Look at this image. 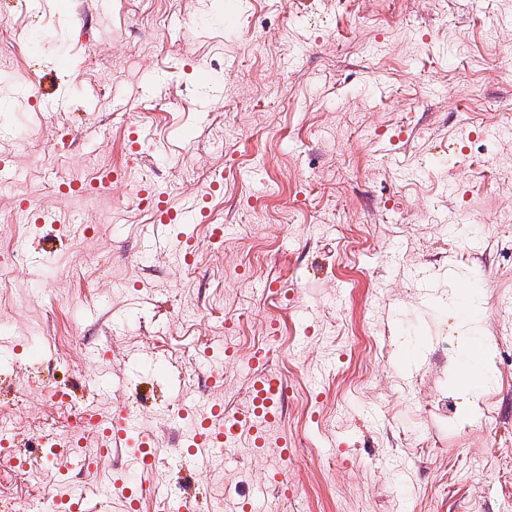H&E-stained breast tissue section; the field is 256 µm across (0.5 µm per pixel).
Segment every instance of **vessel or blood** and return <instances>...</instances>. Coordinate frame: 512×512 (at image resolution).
<instances>
[{"label": "vessel or blood", "mask_w": 512, "mask_h": 512, "mask_svg": "<svg viewBox=\"0 0 512 512\" xmlns=\"http://www.w3.org/2000/svg\"><path fill=\"white\" fill-rule=\"evenodd\" d=\"M139 197L149 198L159 224H206L210 227V241H224V227L210 221V214L203 200L180 207H171L165 193L152 184H143ZM252 365L254 374L249 404L231 410L224 405L211 403L199 412L200 422L184 437L185 449L178 458L183 465L197 466L200 459L210 456L217 449L235 446L242 436H249L255 446L277 445L282 458L292 454L287 436L276 429L283 415L287 385L283 377L267 370L262 351H255ZM85 429L98 433L99 447L109 451H122L126 457L123 466L116 468L107 488L108 497L121 500L126 512H137L142 499L153 487L152 477L157 463L153 448L154 434L143 430L134 413L128 411L87 414ZM64 461L67 468L85 472L94 471L99 457L84 448L81 436H73L65 446ZM163 512H197L196 500L182 489L169 488L162 495ZM52 512H96L97 506L84 494L75 492L54 497Z\"/></svg>", "instance_id": "obj_1"}]
</instances>
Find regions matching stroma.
I'll list each match as a JSON object with an SVG mask.
<instances>
[{"label":"stroma","mask_w":512,"mask_h":512,"mask_svg":"<svg viewBox=\"0 0 512 512\" xmlns=\"http://www.w3.org/2000/svg\"><path fill=\"white\" fill-rule=\"evenodd\" d=\"M224 2L0 0V164L24 174L0 192V339L22 346L0 359V410L23 440L50 435L59 387L131 408L160 446L156 488L207 512H512V0H239L230 28ZM52 83L69 111L37 105ZM132 126L150 149L131 166ZM111 168L128 176L107 196L60 192ZM218 175L222 247L197 224L191 267L150 249L183 227L153 223L133 182L181 205ZM260 346L295 454L242 440L171 469L182 410L243 406ZM154 352L173 376L130 368ZM115 466L0 472V512H46Z\"/></svg>","instance_id":"35a3bbf8"}]
</instances>
